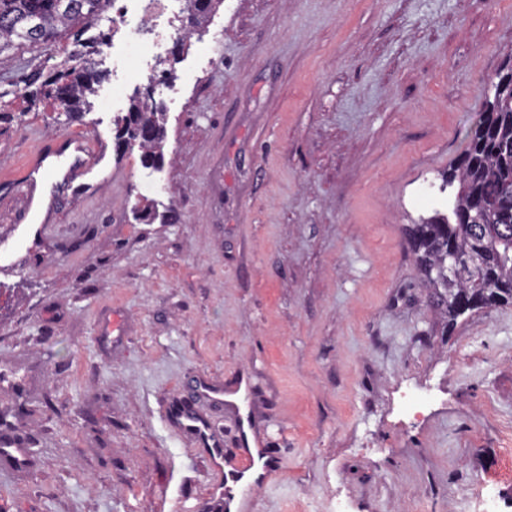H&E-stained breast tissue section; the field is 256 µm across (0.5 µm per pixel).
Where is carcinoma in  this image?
I'll use <instances>...</instances> for the list:
<instances>
[{"label":"carcinoma","mask_w":512,"mask_h":512,"mask_svg":"<svg viewBox=\"0 0 512 512\" xmlns=\"http://www.w3.org/2000/svg\"><path fill=\"white\" fill-rule=\"evenodd\" d=\"M111 4L112 0H0V54L39 50L70 39L85 56L84 64L75 65L73 56L62 55L53 71L30 73L23 79L22 91L0 90V99L8 95L21 99V116L45 100L70 121L90 111L87 95L100 79L92 56L107 34L87 37L85 33L101 21ZM120 122L118 138L128 142L137 140L140 125L153 126V139L140 147L146 161L159 164L166 134L164 113L138 101ZM444 182L457 184L450 207L420 217L410 231L424 282L434 293L450 286L458 295L477 296L482 308L512 303V221L501 218L502 211L512 210V59L496 72L471 139ZM478 207L482 223H466L467 215ZM450 248L470 260L474 273L448 285L432 271Z\"/></svg>","instance_id":"carcinoma-1"}]
</instances>
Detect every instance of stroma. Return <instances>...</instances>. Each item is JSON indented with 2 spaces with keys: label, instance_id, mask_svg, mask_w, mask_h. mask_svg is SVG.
<instances>
[{
  "label": "stroma",
  "instance_id": "stroma-1",
  "mask_svg": "<svg viewBox=\"0 0 512 512\" xmlns=\"http://www.w3.org/2000/svg\"><path fill=\"white\" fill-rule=\"evenodd\" d=\"M172 25L161 165L117 151L126 101L0 121V180L88 148L51 237L13 230L0 191V412L30 450L0 512H200L214 471L166 417L199 374L250 378L279 459L244 512H512V305L447 325L409 243L512 57V0H219L202 21L179 0Z\"/></svg>",
  "mask_w": 512,
  "mask_h": 512
}]
</instances>
